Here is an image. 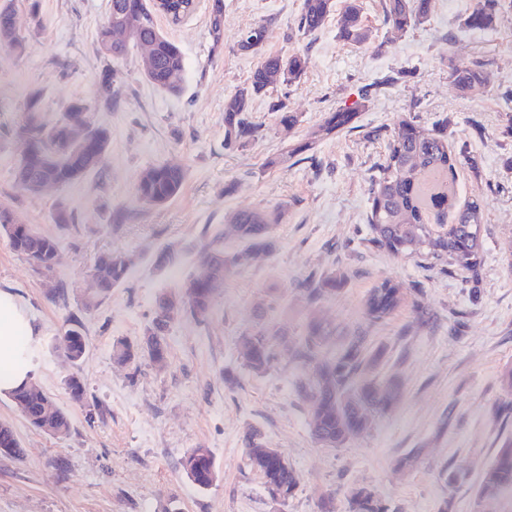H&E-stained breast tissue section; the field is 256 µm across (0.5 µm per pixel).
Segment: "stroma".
<instances>
[{"mask_svg": "<svg viewBox=\"0 0 512 512\" xmlns=\"http://www.w3.org/2000/svg\"><path fill=\"white\" fill-rule=\"evenodd\" d=\"M0 0L14 12L24 52L0 49V206L59 243L53 272L42 275L0 234V289L27 307L36 336L32 376L71 420L68 436L31 427L0 395V421L9 422L21 456L0 455V512H318L333 493L347 512L351 488L375 489L389 512H512V491L475 504L481 476L506 441L512 399L504 372L512 366V0H499L489 29L463 24L474 0H434L429 19L402 34L384 22V0H361L368 40L347 44L328 17L315 35L297 28L302 0H223L224 36L210 34L211 0L174 24L157 15L160 31L185 58L178 93L161 91L143 74L140 47L120 58L97 49L110 0ZM267 27L266 53H306L295 83L254 96L249 116L260 125L246 146L224 141V102L247 85L259 58L238 51L242 30ZM489 60V85L461 94L448 78L449 60ZM121 79L111 97L100 91L105 67ZM43 122L62 119L71 101L91 109L110 134L95 169L64 187L37 193L15 183L23 140L19 125L31 96ZM296 115L285 130L275 104ZM354 110L352 129L319 140L328 113ZM438 123L451 149L463 155L456 186L482 200L485 222L476 273L446 272L368 243L371 178L387 137L405 117ZM174 163L184 170L178 194L152 206L137 196L141 172ZM66 208L71 223L55 221ZM280 209L278 246L221 285L212 315L199 323L174 320L165 366L139 356L127 366L112 359L119 340L137 342L153 317L156 296L184 286L202 245L238 211ZM174 263L156 270L161 249ZM129 255L125 281L86 306L96 262ZM347 281L336 296L309 309L299 286L330 270ZM400 284L404 299L387 318L365 311L379 281ZM331 333L329 351L357 335L381 347L380 375L402 384L398 405L371 417L342 447L316 443L311 405L295 390L306 368L293 358L308 312ZM81 324L87 356L72 365L59 341ZM279 331L274 360L263 373L244 366L242 335L260 325ZM80 372L85 399L74 402L65 381ZM233 373L235 384L224 380ZM258 430L301 476L286 503L273 501L246 465L244 436ZM194 448L212 453L218 477L196 486L180 462ZM421 451L412 470L398 458ZM459 476L455 486L441 469Z\"/></svg>", "mask_w": 512, "mask_h": 512, "instance_id": "1", "label": "stroma"}]
</instances>
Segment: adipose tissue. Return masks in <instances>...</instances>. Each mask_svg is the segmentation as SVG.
Listing matches in <instances>:
<instances>
[{
    "label": "adipose tissue",
    "mask_w": 512,
    "mask_h": 512,
    "mask_svg": "<svg viewBox=\"0 0 512 512\" xmlns=\"http://www.w3.org/2000/svg\"><path fill=\"white\" fill-rule=\"evenodd\" d=\"M34 333L24 304L11 292L0 289V393L28 381L32 368L18 363L17 355L21 337Z\"/></svg>",
    "instance_id": "obj_1"
}]
</instances>
